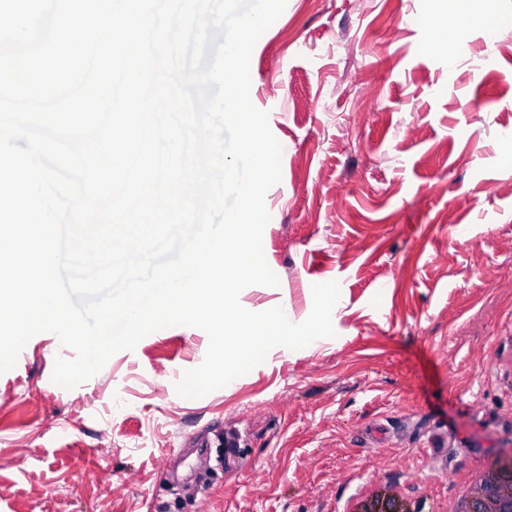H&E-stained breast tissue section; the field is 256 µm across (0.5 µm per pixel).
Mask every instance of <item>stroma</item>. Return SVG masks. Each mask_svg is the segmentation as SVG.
Segmentation results:
<instances>
[{
  "label": "stroma",
  "mask_w": 512,
  "mask_h": 512,
  "mask_svg": "<svg viewBox=\"0 0 512 512\" xmlns=\"http://www.w3.org/2000/svg\"><path fill=\"white\" fill-rule=\"evenodd\" d=\"M476 15L501 22L435 52L436 17ZM250 73L282 146L262 239L279 284L239 300L299 323L337 281L335 337L187 399L196 328L70 390L51 375L72 350L33 336L0 374V512H346L373 487L448 512L483 460L512 455V0H286ZM229 436L204 496L194 457L158 468Z\"/></svg>",
  "instance_id": "obj_1"
}]
</instances>
